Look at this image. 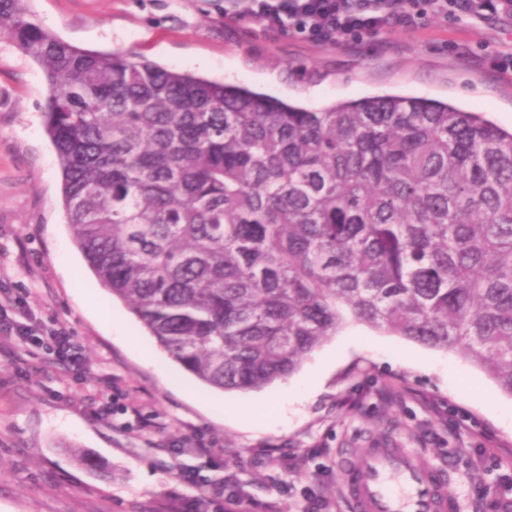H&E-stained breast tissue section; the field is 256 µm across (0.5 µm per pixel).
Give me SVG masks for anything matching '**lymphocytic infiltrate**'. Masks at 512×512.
I'll use <instances>...</instances> for the list:
<instances>
[{
    "label": "lymphocytic infiltrate",
    "mask_w": 512,
    "mask_h": 512,
    "mask_svg": "<svg viewBox=\"0 0 512 512\" xmlns=\"http://www.w3.org/2000/svg\"><path fill=\"white\" fill-rule=\"evenodd\" d=\"M234 16L269 33L292 28L321 45H354L383 30L418 28L427 16L482 19L511 12L512 0H233ZM13 305L12 314H0V333L17 336L22 344L38 343L54 349L65 360L79 352L64 328L34 325L29 311L13 304L9 288L0 287V302Z\"/></svg>",
    "instance_id": "f902f5d3"
}]
</instances>
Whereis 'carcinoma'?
<instances>
[{
  "instance_id": "obj_1",
  "label": "carcinoma",
  "mask_w": 512,
  "mask_h": 512,
  "mask_svg": "<svg viewBox=\"0 0 512 512\" xmlns=\"http://www.w3.org/2000/svg\"><path fill=\"white\" fill-rule=\"evenodd\" d=\"M43 69L74 241L168 355L223 392L347 324L456 350L512 395V132L403 96L306 109L78 48L0 0Z\"/></svg>"
}]
</instances>
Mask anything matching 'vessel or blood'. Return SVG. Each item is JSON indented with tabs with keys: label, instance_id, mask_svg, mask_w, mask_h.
Masks as SVG:
<instances>
[{
	"label": "vessel or blood",
	"instance_id": "1",
	"mask_svg": "<svg viewBox=\"0 0 512 512\" xmlns=\"http://www.w3.org/2000/svg\"><path fill=\"white\" fill-rule=\"evenodd\" d=\"M355 512H452L441 472L398 448H372L340 465Z\"/></svg>",
	"mask_w": 512,
	"mask_h": 512
}]
</instances>
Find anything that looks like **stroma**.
I'll return each instance as SVG.
<instances>
[{
	"label": "stroma",
	"instance_id": "stroma-1",
	"mask_svg": "<svg viewBox=\"0 0 512 512\" xmlns=\"http://www.w3.org/2000/svg\"><path fill=\"white\" fill-rule=\"evenodd\" d=\"M32 20L77 47L135 53L170 70L316 109L379 95L421 97L512 129V75L460 58L512 51V16L426 18L356 48L234 23L224 0H27ZM39 65L0 35V281L37 324L65 328L78 364L0 334V512H195L239 494L248 512H354L339 462L400 448L443 470L455 512H512V396L455 351L364 324L292 375L224 393L173 362L76 246L46 132ZM121 322L113 329L95 306ZM112 416L96 414L104 384ZM202 440L208 456L184 453ZM198 472L204 489L184 484Z\"/></svg>",
	"mask_w": 512,
	"mask_h": 512
}]
</instances>
